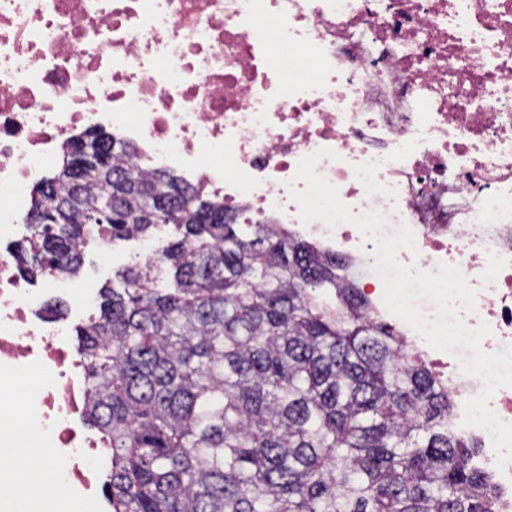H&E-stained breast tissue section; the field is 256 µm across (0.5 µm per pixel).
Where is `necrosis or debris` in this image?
Returning a JSON list of instances; mask_svg holds the SVG:
<instances>
[{
  "mask_svg": "<svg viewBox=\"0 0 512 512\" xmlns=\"http://www.w3.org/2000/svg\"><path fill=\"white\" fill-rule=\"evenodd\" d=\"M104 128L146 172L167 171L239 214L282 224L351 262L381 305L374 243L343 223L303 224L285 183L302 157L353 213L406 223L421 271L457 266L476 291L484 352L512 345V0H0V378L34 380L17 410L51 451L64 502H96L101 443L72 343L94 299L76 278L34 282L11 249L63 141ZM56 294L70 311L51 310ZM394 326L448 387L449 425L477 441L496 512H512V462L464 426L482 381L410 326Z\"/></svg>",
  "mask_w": 512,
  "mask_h": 512,
  "instance_id": "obj_1",
  "label": "necrosis or debris"
}]
</instances>
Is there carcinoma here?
<instances>
[{"label":"carcinoma","mask_w":512,"mask_h":512,"mask_svg":"<svg viewBox=\"0 0 512 512\" xmlns=\"http://www.w3.org/2000/svg\"><path fill=\"white\" fill-rule=\"evenodd\" d=\"M91 146L108 172L79 166L67 140L75 181L51 176L35 211L75 190L105 204L110 172L126 185L111 238L156 231L138 215L179 178L120 164L132 149L104 130ZM167 215L175 241L119 271L76 330L112 512H495L477 444L448 429L447 387L375 320L342 262L191 189ZM98 227L59 210L16 254L31 276H74Z\"/></svg>","instance_id":"1"}]
</instances>
